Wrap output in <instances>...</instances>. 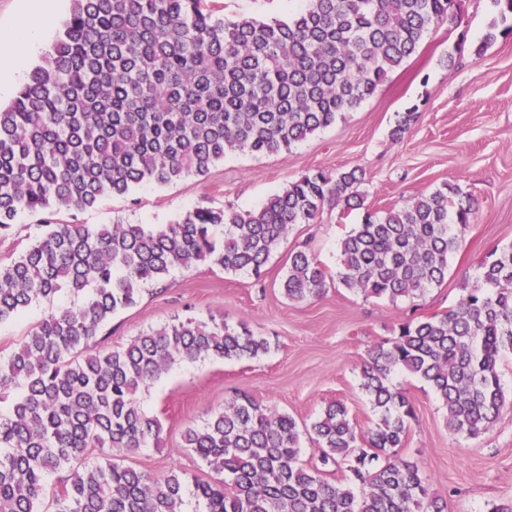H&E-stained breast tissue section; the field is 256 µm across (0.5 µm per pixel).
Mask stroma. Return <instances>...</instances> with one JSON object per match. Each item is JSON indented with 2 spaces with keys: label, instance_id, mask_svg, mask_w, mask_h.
Listing matches in <instances>:
<instances>
[{
  "label": "stroma",
  "instance_id": "1",
  "mask_svg": "<svg viewBox=\"0 0 512 512\" xmlns=\"http://www.w3.org/2000/svg\"><path fill=\"white\" fill-rule=\"evenodd\" d=\"M225 19L288 16V0H214ZM458 20L431 26L416 53L356 110L290 150L273 155L238 152L204 177L191 176L96 206L59 214L64 224H169L204 205L256 209L310 169L330 173L360 168L363 208L324 210L318 223L297 224L272 254L262 279L201 266L172 270L147 285L137 304L113 315L104 347H119L172 320L246 324L271 344L252 359L178 362L139 396L163 427L158 447L126 455L125 462L162 478L171 469L205 479L209 470L184 448L182 433L245 392L293 416L314 421L330 402L343 403L357 430L375 415L362 390L361 368L370 350L412 312L441 313L478 282L480 263L493 248L512 246V36L489 46L481 39L498 17L494 0H457ZM415 109L404 137L392 139L399 114ZM470 195L475 220L464 245L448 258V277L418 302H390L332 286L321 297L289 301L279 282L290 252L308 249L328 271L339 263V241L365 212L402 206L442 186ZM67 292L33 303L0 324V357L7 356L51 308L71 303ZM511 401L498 426L476 438L448 432L445 412L422 381L396 373L392 381L416 410L399 454L414 462L447 512H490L512 501V353L500 366Z\"/></svg>",
  "mask_w": 512,
  "mask_h": 512
}]
</instances>
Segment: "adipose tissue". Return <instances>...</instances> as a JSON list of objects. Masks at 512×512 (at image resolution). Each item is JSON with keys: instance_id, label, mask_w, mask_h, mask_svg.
<instances>
[{"instance_id": "ef3b65f1", "label": "adipose tissue", "mask_w": 512, "mask_h": 512, "mask_svg": "<svg viewBox=\"0 0 512 512\" xmlns=\"http://www.w3.org/2000/svg\"><path fill=\"white\" fill-rule=\"evenodd\" d=\"M34 12V17L19 22L16 32L0 31V41L8 46L0 53V91L23 82L24 63L32 52L42 49V34L53 21V0H35Z\"/></svg>"}]
</instances>
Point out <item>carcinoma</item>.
Instances as JSON below:
<instances>
[{
    "instance_id": "cac0c4a2",
    "label": "carcinoma",
    "mask_w": 512,
    "mask_h": 512,
    "mask_svg": "<svg viewBox=\"0 0 512 512\" xmlns=\"http://www.w3.org/2000/svg\"><path fill=\"white\" fill-rule=\"evenodd\" d=\"M70 2L42 63L0 105V237L21 213L41 215L43 227L0 263V324L62 290L78 299L51 309L0 358V399L20 391L0 414V512H185L189 498L198 512H445L418 466L398 455L415 408L389 376L405 371L427 384L454 435L499 424L512 247L487 256L481 285L448 311L408 319L372 349L362 389L377 419L365 434L341 402L303 432L288 413L238 393L183 433L217 478L190 480L178 469L156 478L122 459L158 445L162 433L138 393L177 361L255 358L269 343L243 323L186 320L105 349L98 336L112 315L175 268L261 277L294 225L316 223L327 207L359 208L365 173L311 170L259 209L198 207L161 229L56 216L205 176L235 152L291 149L373 96L433 24L456 16V0H305L271 21H227L204 0ZM497 4L477 56L512 34V0ZM474 219L470 198L446 186L368 212L341 240L335 274L300 250L280 288L291 301L320 296L330 281L391 302L419 298L444 283L448 255ZM304 433L318 466L300 461ZM342 465L343 479L324 477Z\"/></svg>"
}]
</instances>
